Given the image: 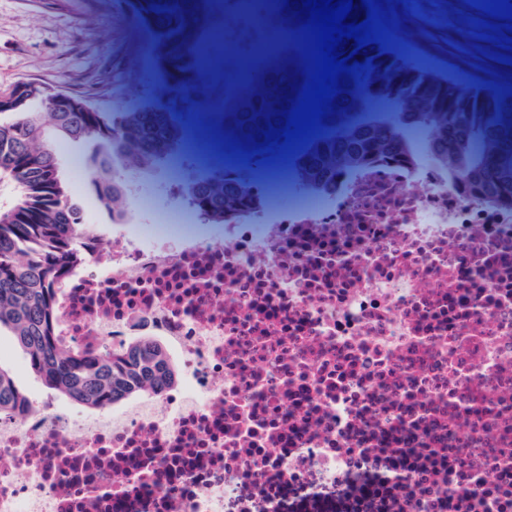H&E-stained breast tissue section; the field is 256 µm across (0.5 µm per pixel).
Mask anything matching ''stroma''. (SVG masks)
<instances>
[{"mask_svg": "<svg viewBox=\"0 0 512 512\" xmlns=\"http://www.w3.org/2000/svg\"><path fill=\"white\" fill-rule=\"evenodd\" d=\"M395 12L398 28L391 43L399 52L432 69L462 76L466 89L489 83L512 88V65L499 63L497 43L479 39L474 22L484 14L470 0H411L397 4ZM151 56L148 36L124 19L122 0H0V95L17 83L32 81L65 90L103 110L133 108L158 94ZM54 146L72 196L94 225L112 226L116 211L122 212L123 223H141L139 194L170 206L172 182L185 183L208 171L180 153L134 177L132 193L110 209L101 204L83 174L89 166L88 144L59 139ZM0 365L13 371L32 400L50 398L72 417L90 416V409L53 396L32 375L23 352L5 330L0 332Z\"/></svg>", "mask_w": 512, "mask_h": 512, "instance_id": "obj_1", "label": "stroma"}]
</instances>
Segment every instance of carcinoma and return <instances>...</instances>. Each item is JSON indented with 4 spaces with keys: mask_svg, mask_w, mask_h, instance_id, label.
Listing matches in <instances>:
<instances>
[{
    "mask_svg": "<svg viewBox=\"0 0 512 512\" xmlns=\"http://www.w3.org/2000/svg\"><path fill=\"white\" fill-rule=\"evenodd\" d=\"M127 20L149 35L151 67L159 97L135 109L102 112L82 98L85 112H56L38 97L26 112L0 121V172L20 189L14 208L0 214V329L7 328L26 355L27 366L48 389L96 411L131 398L152 399L175 385L178 364L153 336H136L92 354L56 336V289L96 244L82 207L72 197L52 147L56 136L92 148L88 176L100 201L109 205L129 178L148 172L183 150L185 119L208 104L199 48L217 30L222 13L244 11L263 27L300 32L303 4L283 0H123ZM356 61H374L358 79H339L322 136L295 157L293 182L303 191L336 193L368 167L417 171L420 157L411 134L426 136L425 151L448 187L465 200L512 212V96L475 86L460 90L457 78L426 69L392 45L371 43ZM306 80L304 63L291 56L256 61L245 84L224 102V131L246 148L265 140L268 125L285 126L283 111L295 106ZM177 194L203 224L263 206L258 187L239 172L217 167ZM34 407L11 370L0 365V417Z\"/></svg>",
    "mask_w": 512,
    "mask_h": 512,
    "instance_id": "cac0c4a2",
    "label": "carcinoma"
}]
</instances>
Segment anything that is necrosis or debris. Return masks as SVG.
<instances>
[{
	"mask_svg": "<svg viewBox=\"0 0 512 512\" xmlns=\"http://www.w3.org/2000/svg\"><path fill=\"white\" fill-rule=\"evenodd\" d=\"M427 179L325 197L279 169L275 214L113 225L58 332L160 338L183 383L0 419V512H512V213Z\"/></svg>",
	"mask_w": 512,
	"mask_h": 512,
	"instance_id": "obj_1",
	"label": "necrosis or debris"
}]
</instances>
